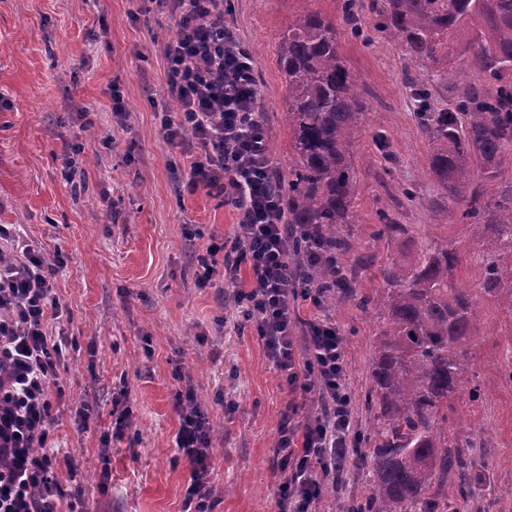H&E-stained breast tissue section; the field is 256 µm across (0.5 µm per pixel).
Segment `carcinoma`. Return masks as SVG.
Here are the masks:
<instances>
[{"label":"carcinoma","mask_w":512,"mask_h":512,"mask_svg":"<svg viewBox=\"0 0 512 512\" xmlns=\"http://www.w3.org/2000/svg\"><path fill=\"white\" fill-rule=\"evenodd\" d=\"M363 7V0H344L350 35L367 45L375 36L398 43L421 99L430 97L425 72L443 86L451 66L481 77L464 86L452 109L417 112L440 196L465 206L478 281L458 283L459 251L446 240L387 254L375 297L358 295L347 281L333 285L329 267L308 269L311 283L325 289L326 303L342 293L382 319L366 395L376 424L355 448L372 483L344 512H448V503H463L475 492L478 474L466 449L491 447L481 428L468 436L448 432L456 403L482 401L469 379L480 307L490 301L512 317V185L492 198L485 193V183L512 161V0H370L377 17L372 36L357 22ZM340 39L336 18L315 10L282 34L278 66L293 156L288 174L275 173L288 223L315 231L338 258L348 249L346 225L356 223L358 169L351 149L369 133L364 84L343 61ZM378 217L362 256L366 265L379 244L388 248L417 233L385 207Z\"/></svg>","instance_id":"carcinoma-1"}]
</instances>
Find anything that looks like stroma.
<instances>
[{
    "mask_svg": "<svg viewBox=\"0 0 512 512\" xmlns=\"http://www.w3.org/2000/svg\"><path fill=\"white\" fill-rule=\"evenodd\" d=\"M342 3L224 0L225 21L256 51L257 92L279 169L291 158L280 34L305 10L332 17ZM176 29L154 0H0V225H15L61 260L54 296L63 314L47 315L45 325L64 350L58 377L65 396L51 443L83 468L74 478L57 470L61 512H182L190 475L175 445L172 397L188 385L214 427L209 512H275L283 411L296 405L299 424L315 411L311 396L287 393L255 331L237 329L233 297L247 279L233 285L217 275L212 287L195 285L192 258L233 238L237 219L215 191L189 189V162L166 142L157 118L169 106L162 35ZM341 51L366 86L369 112L371 136L353 146V158L383 153L359 170L344 274L361 294L378 293V271L364 268L361 257L385 206L398 223L457 246L461 279L473 283L480 270L469 255L463 208L443 200L428 173L430 144L417 125L403 50L348 37ZM116 93L125 101L122 119L112 112ZM81 111L90 125L77 121ZM407 188L412 197L404 196ZM326 313L344 338L354 425L364 435L374 424L363 396L379 325L344 296ZM477 341L470 377L486 400L459 406L448 429L463 435L480 424L494 453L478 465L480 483L464 512H512V387L500 375L512 323L495 305L483 306ZM121 396L134 425L106 446L112 402ZM83 402L92 407L84 428L76 417ZM105 468L107 490L100 486ZM368 486L366 469L350 465L318 512H341L344 500Z\"/></svg>",
    "mask_w": 512,
    "mask_h": 512,
    "instance_id": "1",
    "label": "stroma"
}]
</instances>
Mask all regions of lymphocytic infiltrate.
I'll return each mask as SVG.
<instances>
[{
    "instance_id": "lymphocytic-infiltrate-1",
    "label": "lymphocytic infiltrate",
    "mask_w": 512,
    "mask_h": 512,
    "mask_svg": "<svg viewBox=\"0 0 512 512\" xmlns=\"http://www.w3.org/2000/svg\"><path fill=\"white\" fill-rule=\"evenodd\" d=\"M178 18L177 35L164 43L166 94L176 111L159 121L171 147L191 160V184H204L237 213L233 240L210 244L197 258L196 285L216 272L250 283L236 303L289 392L315 395L316 412L303 425L283 414L276 442L283 480L276 512H316L328 480L348 467L357 437L344 339L323 315L319 289L302 285L305 268L290 263L293 227L269 181L272 160L264 113L255 91L249 50L224 21V0H157ZM57 263L0 225V512H59L64 496L59 459L51 446L52 389L63 359L45 332L56 307ZM312 317L301 319L299 303ZM176 445L191 467L184 512H206L213 444L208 413L193 387L177 391Z\"/></svg>"
}]
</instances>
